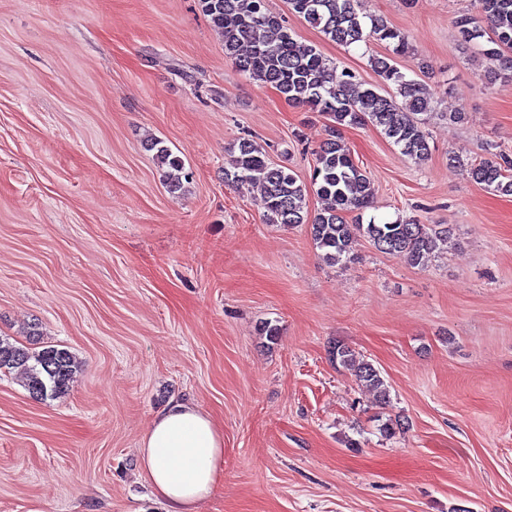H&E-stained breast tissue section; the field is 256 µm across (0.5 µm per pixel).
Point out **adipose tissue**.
Listing matches in <instances>:
<instances>
[{"label":"adipose tissue","mask_w":512,"mask_h":512,"mask_svg":"<svg viewBox=\"0 0 512 512\" xmlns=\"http://www.w3.org/2000/svg\"><path fill=\"white\" fill-rule=\"evenodd\" d=\"M138 463L166 512H197L222 481L224 435L195 405L178 402L151 422Z\"/></svg>","instance_id":"ef3b65f1"}]
</instances>
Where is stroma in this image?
Returning a JSON list of instances; mask_svg holds the SVG:
<instances>
[{
  "mask_svg": "<svg viewBox=\"0 0 512 512\" xmlns=\"http://www.w3.org/2000/svg\"><path fill=\"white\" fill-rule=\"evenodd\" d=\"M266 7L380 86L384 44L340 46L288 0ZM363 9L407 37L395 64L432 89L431 152L343 128L373 187L347 220L448 225L422 267L364 238L328 265L308 225L266 223L260 185L225 181L252 139L316 215L327 120L239 72L198 0H0V336L80 363L59 399L0 372V512H163L137 457L176 402L224 433L199 512H512V196L465 169L512 159V82L487 84L458 40L478 0ZM154 140L190 174L179 191ZM336 344L380 370L389 403L332 362ZM390 419L402 429L381 434Z\"/></svg>",
  "mask_w": 512,
  "mask_h": 512,
  "instance_id": "35a3bbf8",
  "label": "stroma"
}]
</instances>
